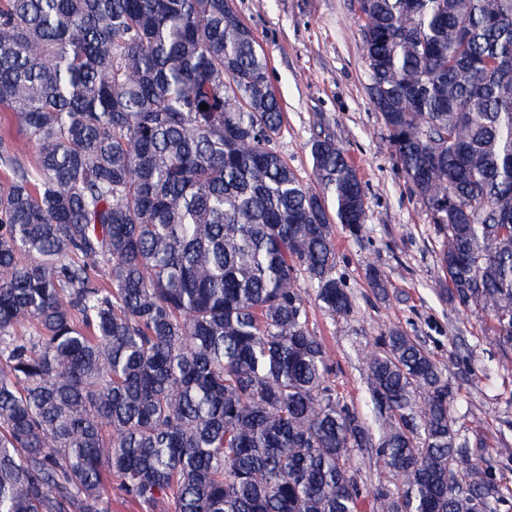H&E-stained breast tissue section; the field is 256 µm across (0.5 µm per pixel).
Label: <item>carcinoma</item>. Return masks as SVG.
<instances>
[{
	"mask_svg": "<svg viewBox=\"0 0 512 512\" xmlns=\"http://www.w3.org/2000/svg\"><path fill=\"white\" fill-rule=\"evenodd\" d=\"M369 99L444 237L448 303L512 367V0H356ZM268 59L233 0H0V512H512L421 340L357 349L348 404L306 281L351 312L362 233L329 137L277 151ZM208 109H200V104ZM375 458L395 483L350 466Z\"/></svg>",
	"mask_w": 512,
	"mask_h": 512,
	"instance_id": "1",
	"label": "carcinoma"
}]
</instances>
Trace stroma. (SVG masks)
<instances>
[{"label":"stroma","mask_w":512,"mask_h":512,"mask_svg":"<svg viewBox=\"0 0 512 512\" xmlns=\"http://www.w3.org/2000/svg\"><path fill=\"white\" fill-rule=\"evenodd\" d=\"M269 59V78L284 122L276 148L309 178L308 144L331 135L356 165L368 212L354 237L335 225L336 275L354 299L349 316L310 311L334 361L332 381L347 402L367 403L356 346L399 327L422 340L453 387L452 410L462 431L480 437L498 463L497 478L512 488V371L503 370L495 337L483 313L448 305L437 291L442 238L426 206L393 153L380 112L371 104L361 26L352 0H234ZM386 277L379 299L369 268ZM463 343H455L456 334Z\"/></svg>","instance_id":"stroma-1"}]
</instances>
